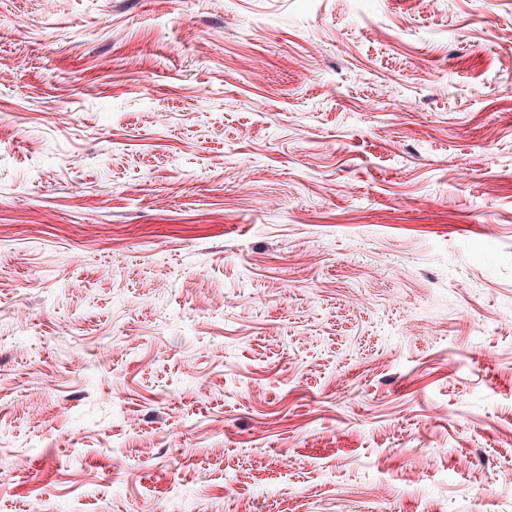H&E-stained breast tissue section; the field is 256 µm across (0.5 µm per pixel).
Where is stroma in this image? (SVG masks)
Masks as SVG:
<instances>
[{"label": "stroma", "mask_w": 512, "mask_h": 512, "mask_svg": "<svg viewBox=\"0 0 512 512\" xmlns=\"http://www.w3.org/2000/svg\"><path fill=\"white\" fill-rule=\"evenodd\" d=\"M0 512H512V0H0Z\"/></svg>", "instance_id": "35a3bbf8"}]
</instances>
